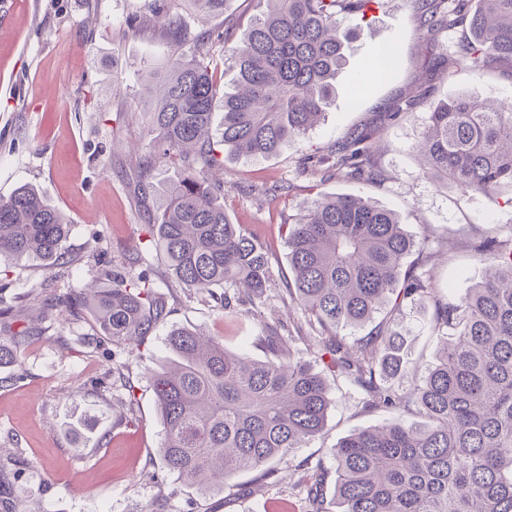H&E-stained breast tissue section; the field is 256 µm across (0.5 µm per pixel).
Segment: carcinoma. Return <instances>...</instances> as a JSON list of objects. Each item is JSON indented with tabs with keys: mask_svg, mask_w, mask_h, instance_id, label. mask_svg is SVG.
<instances>
[{
	"mask_svg": "<svg viewBox=\"0 0 512 512\" xmlns=\"http://www.w3.org/2000/svg\"><path fill=\"white\" fill-rule=\"evenodd\" d=\"M201 13L224 11L228 0H189ZM242 42L226 49L234 84L217 85L209 64L173 58L162 73L147 123L152 152L139 159L145 178L159 161L178 160L179 181L156 198L147 225L174 279L187 288H221L222 307L261 322L266 358L247 361L211 337L176 329L171 368L148 379L164 424L160 448L169 470L201 485L239 471L274 475L284 460L324 428L330 406L325 375L293 353L292 337L265 320L271 271L267 253L233 224L210 178L222 163L218 147L243 157H270L304 136L335 96L346 61L350 16L365 17L377 0H266ZM432 43L467 24L472 38L460 61L512 65V0H416ZM178 43L181 18L164 19ZM224 129L211 137L217 97ZM377 132L352 128L327 152L304 155V174L327 170L374 182ZM427 174L466 193L512 186V105L478 106L458 97L428 115L417 144ZM292 281L285 295L322 335L320 359L360 392L362 408L389 410L382 425L355 431L331 449L339 512H512V228L478 249L482 274L456 302L438 298L429 272L405 266L424 250L394 212L353 195L322 196L284 225ZM70 224L32 186L0 199V260H64ZM74 305L90 311L114 341L147 336L165 314L144 274H112L111 287L91 285ZM434 309L439 348L424 371L405 359L410 328L403 312ZM373 328L348 343L339 329ZM31 338L24 326L0 336V365L18 361ZM420 414L425 422L407 419ZM326 472L309 486L313 512H325Z\"/></svg>",
	"mask_w": 512,
	"mask_h": 512,
	"instance_id": "carcinoma-1",
	"label": "carcinoma"
}]
</instances>
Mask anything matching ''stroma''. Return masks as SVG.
Returning a JSON list of instances; mask_svg holds the SVG:
<instances>
[{
	"instance_id": "35a3bbf8",
	"label": "stroma",
	"mask_w": 512,
	"mask_h": 512,
	"mask_svg": "<svg viewBox=\"0 0 512 512\" xmlns=\"http://www.w3.org/2000/svg\"><path fill=\"white\" fill-rule=\"evenodd\" d=\"M161 5L182 18L187 42L178 44L156 22ZM266 6L261 0H228L223 13L206 16L186 0H0V198L28 184L71 224L68 263L40 260L0 264V295L14 315L35 320L34 338L19 363L0 367V512H312L306 485L315 466L336 471L331 450L351 432L382 424L390 412L362 409L345 380L332 382L327 424L306 447L276 463L267 480L252 471L201 487L169 470L160 455L164 426L149 377L166 365L171 328L200 330L247 359L265 356L255 338L259 320L225 312L216 298L171 280L164 256L147 243L159 187L180 177L177 164L157 165L140 188L137 163L152 148L146 112V67L164 70L176 55L206 54L219 85L234 73L224 42L238 43ZM359 35L336 77V96L323 119L305 136L289 140L269 158L225 155L217 178L224 209L265 248L272 293L291 277L282 233L319 195L354 194L396 213L407 230L453 245L448 256L408 264L430 270L442 299L456 300L473 284L479 266L474 244L512 226V188L470 195L454 184L433 182L415 150L429 112L440 102L466 97L512 103V67L495 63L470 71L448 64L429 83L423 104L392 120L397 100L417 94V79L438 55L452 54L468 39L465 27L426 44L415 0H379L365 18H351ZM396 65L375 76L372 65L384 48ZM360 125L379 127L385 149L375 159L382 176L368 183L324 173L302 176L301 157L341 141ZM287 184L279 196L250 193L253 185ZM109 269L146 272L166 315L143 344L101 338L89 314L65 309L81 288ZM413 328L408 356L426 366L437 350L431 309L406 311ZM292 337L298 357L315 361L319 342L301 314L272 300L265 318ZM122 364L134 392L99 393ZM134 397L132 409L121 402ZM83 450L74 453V442Z\"/></svg>"
}]
</instances>
